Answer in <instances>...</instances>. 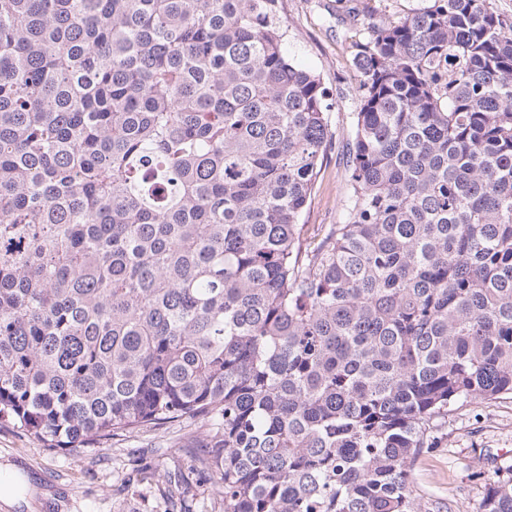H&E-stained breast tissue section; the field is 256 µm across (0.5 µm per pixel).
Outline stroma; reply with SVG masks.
<instances>
[{
    "mask_svg": "<svg viewBox=\"0 0 512 512\" xmlns=\"http://www.w3.org/2000/svg\"><path fill=\"white\" fill-rule=\"evenodd\" d=\"M425 0H280L291 60L320 75L331 103L333 139L303 216L313 239L342 222L348 204L347 141L358 109L355 43ZM202 431L147 427L108 443L50 449L0 422V464L17 465L34 493L32 512H224L212 477L195 460ZM512 463V398L453 407L432 446L410 464L413 494L425 512H480L485 487Z\"/></svg>",
    "mask_w": 512,
    "mask_h": 512,
    "instance_id": "obj_1",
    "label": "stroma"
}]
</instances>
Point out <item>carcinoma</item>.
<instances>
[{
    "instance_id": "cac0c4a2",
    "label": "carcinoma",
    "mask_w": 512,
    "mask_h": 512,
    "mask_svg": "<svg viewBox=\"0 0 512 512\" xmlns=\"http://www.w3.org/2000/svg\"><path fill=\"white\" fill-rule=\"evenodd\" d=\"M278 5L0 0V420L205 425L224 512H422L437 421L512 396V22L428 0L356 42L348 206L306 243L331 104Z\"/></svg>"
}]
</instances>
